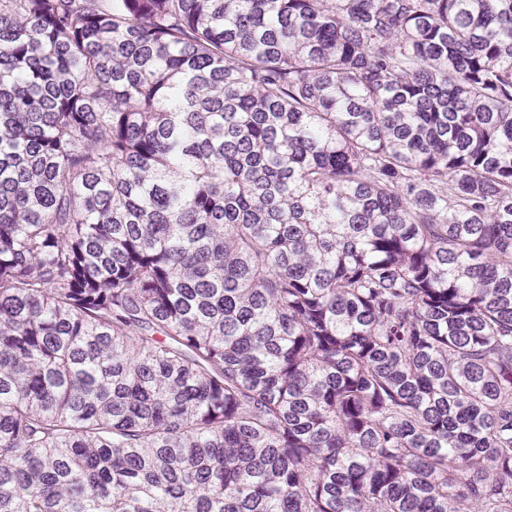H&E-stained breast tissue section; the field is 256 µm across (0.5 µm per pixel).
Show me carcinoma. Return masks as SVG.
<instances>
[{
	"instance_id": "cac0c4a2",
	"label": "carcinoma",
	"mask_w": 512,
	"mask_h": 512,
	"mask_svg": "<svg viewBox=\"0 0 512 512\" xmlns=\"http://www.w3.org/2000/svg\"><path fill=\"white\" fill-rule=\"evenodd\" d=\"M0 512H512V0H0Z\"/></svg>"
}]
</instances>
